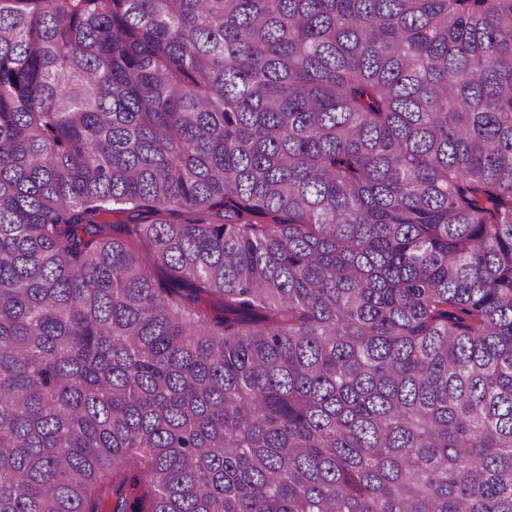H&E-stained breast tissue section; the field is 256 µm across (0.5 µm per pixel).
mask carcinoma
Segmentation results:
<instances>
[{
  "label": "carcinoma",
  "mask_w": 512,
  "mask_h": 512,
  "mask_svg": "<svg viewBox=\"0 0 512 512\" xmlns=\"http://www.w3.org/2000/svg\"><path fill=\"white\" fill-rule=\"evenodd\" d=\"M0 512H512V0H0Z\"/></svg>",
  "instance_id": "1"
}]
</instances>
